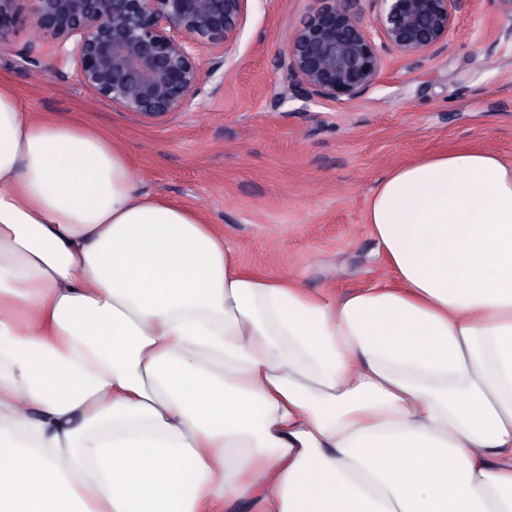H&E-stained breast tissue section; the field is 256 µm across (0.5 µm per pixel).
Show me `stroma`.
I'll return each instance as SVG.
<instances>
[{"label": "stroma", "instance_id": "1", "mask_svg": "<svg viewBox=\"0 0 512 512\" xmlns=\"http://www.w3.org/2000/svg\"><path fill=\"white\" fill-rule=\"evenodd\" d=\"M320 6L248 0L216 74L220 91L162 119L96 99L74 64L54 66L58 48L73 44L51 35L41 48L50 69L33 82L21 61L26 14L0 37V80L29 111L77 113L111 134L144 189L201 208L244 268L342 297L391 280L366 212L392 166L458 146L512 162V0H472L447 47L417 60L388 55L359 97L291 99L279 68L284 37Z\"/></svg>", "mask_w": 512, "mask_h": 512}]
</instances>
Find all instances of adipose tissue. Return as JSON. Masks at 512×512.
Wrapping results in <instances>:
<instances>
[{
    "label": "adipose tissue",
    "instance_id": "ef3b65f1",
    "mask_svg": "<svg viewBox=\"0 0 512 512\" xmlns=\"http://www.w3.org/2000/svg\"><path fill=\"white\" fill-rule=\"evenodd\" d=\"M366 222L392 284L249 272L0 83V512H512V163L419 156Z\"/></svg>",
    "mask_w": 512,
    "mask_h": 512
}]
</instances>
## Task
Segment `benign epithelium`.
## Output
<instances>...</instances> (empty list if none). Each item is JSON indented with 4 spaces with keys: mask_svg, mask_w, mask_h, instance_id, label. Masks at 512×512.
<instances>
[{
    "mask_svg": "<svg viewBox=\"0 0 512 512\" xmlns=\"http://www.w3.org/2000/svg\"><path fill=\"white\" fill-rule=\"evenodd\" d=\"M29 37L74 39L59 51L81 83L123 112L149 119L187 112L236 43L247 0H0V36L26 2ZM372 23L348 0H322L288 33L280 68L296 99L339 100L366 93L385 55L420 58L448 44L456 15L471 0H380ZM212 56L203 71L204 55Z\"/></svg>",
    "mask_w": 512,
    "mask_h": 512,
    "instance_id": "obj_1",
    "label": "benign epithelium"
}]
</instances>
